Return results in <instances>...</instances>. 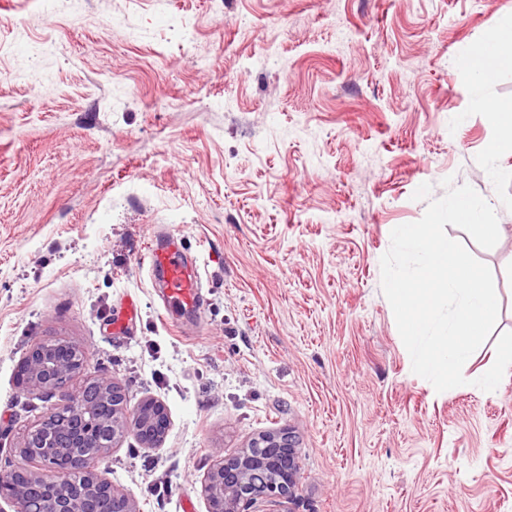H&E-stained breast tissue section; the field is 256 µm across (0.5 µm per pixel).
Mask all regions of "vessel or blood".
Segmentation results:
<instances>
[{
	"label": "vessel or blood",
	"mask_w": 512,
	"mask_h": 512,
	"mask_svg": "<svg viewBox=\"0 0 512 512\" xmlns=\"http://www.w3.org/2000/svg\"><path fill=\"white\" fill-rule=\"evenodd\" d=\"M146 260L152 270L162 273L169 305L199 310L202 302L199 267L186 260L177 240L151 250Z\"/></svg>",
	"instance_id": "obj_1"
}]
</instances>
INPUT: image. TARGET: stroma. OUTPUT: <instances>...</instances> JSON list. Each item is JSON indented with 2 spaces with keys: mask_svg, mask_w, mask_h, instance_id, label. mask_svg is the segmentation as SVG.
<instances>
[{
  "mask_svg": "<svg viewBox=\"0 0 512 512\" xmlns=\"http://www.w3.org/2000/svg\"><path fill=\"white\" fill-rule=\"evenodd\" d=\"M512 0H0V468L51 407L17 385L35 342L170 426L96 464L138 512H207L204 478L288 429L279 512H512V210L479 246L500 310L465 385L412 370L381 289L391 232L444 178L497 198L456 55ZM181 238L200 312L167 319L143 258Z\"/></svg>",
  "mask_w": 512,
  "mask_h": 512,
  "instance_id": "1",
  "label": "stroma"
}]
</instances>
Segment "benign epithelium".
<instances>
[{
    "mask_svg": "<svg viewBox=\"0 0 512 512\" xmlns=\"http://www.w3.org/2000/svg\"><path fill=\"white\" fill-rule=\"evenodd\" d=\"M60 340L39 341L20 364L25 387L56 398L52 411L23 434L21 455L40 457L44 472L19 468L0 475V488L11 490L16 512H29V499L41 498L53 487L44 512H95L108 497L107 512H136L134 504L91 470L92 460L131 433L155 446L169 427L165 406L148 400L133 412L126 410L120 387L109 378L89 380V391L70 388L83 371L58 356ZM299 466L288 431L268 432L240 453L220 460L202 484L208 512H241V506L259 499L278 503L293 494ZM82 477L81 494L71 492L73 478Z\"/></svg>",
    "mask_w": 512,
    "mask_h": 512,
    "instance_id": "1",
    "label": "benign epithelium"
}]
</instances>
